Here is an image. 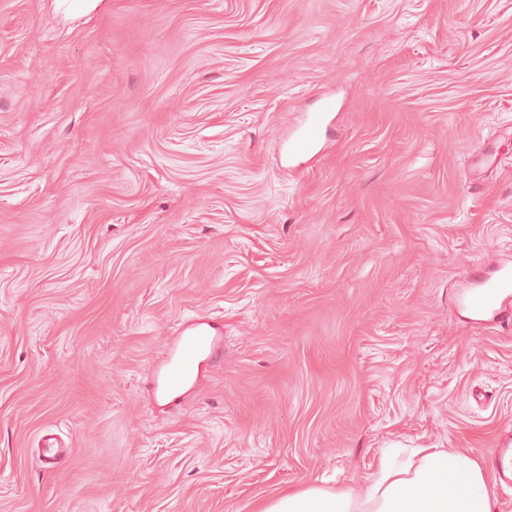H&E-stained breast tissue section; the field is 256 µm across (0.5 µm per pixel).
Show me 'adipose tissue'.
I'll use <instances>...</instances> for the list:
<instances>
[{"instance_id":"1","label":"adipose tissue","mask_w":512,"mask_h":512,"mask_svg":"<svg viewBox=\"0 0 512 512\" xmlns=\"http://www.w3.org/2000/svg\"><path fill=\"white\" fill-rule=\"evenodd\" d=\"M401 467L380 462L362 490L317 483L259 501L256 512H497L483 466L452 448L416 449Z\"/></svg>"}]
</instances>
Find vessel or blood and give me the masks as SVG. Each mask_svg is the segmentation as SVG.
Here are the masks:
<instances>
[{"label":"vessel or blood","instance_id":"vessel-or-blood-1","mask_svg":"<svg viewBox=\"0 0 512 512\" xmlns=\"http://www.w3.org/2000/svg\"><path fill=\"white\" fill-rule=\"evenodd\" d=\"M473 292L465 303L476 320L499 311L502 301L512 296V264L503 262L494 276L475 275ZM221 338L209 322L198 320L186 325L173 349L162 376L160 391L164 397L178 396L198 374L202 366L217 354Z\"/></svg>","mask_w":512,"mask_h":512}]
</instances>
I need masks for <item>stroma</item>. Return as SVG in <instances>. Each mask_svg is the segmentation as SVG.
<instances>
[{
  "label": "stroma",
  "mask_w": 512,
  "mask_h": 512,
  "mask_svg": "<svg viewBox=\"0 0 512 512\" xmlns=\"http://www.w3.org/2000/svg\"><path fill=\"white\" fill-rule=\"evenodd\" d=\"M496 257L512 0H0V512H253L389 448L487 463L512 322L457 298ZM200 315L223 352L158 399Z\"/></svg>",
  "instance_id": "stroma-1"
}]
</instances>
